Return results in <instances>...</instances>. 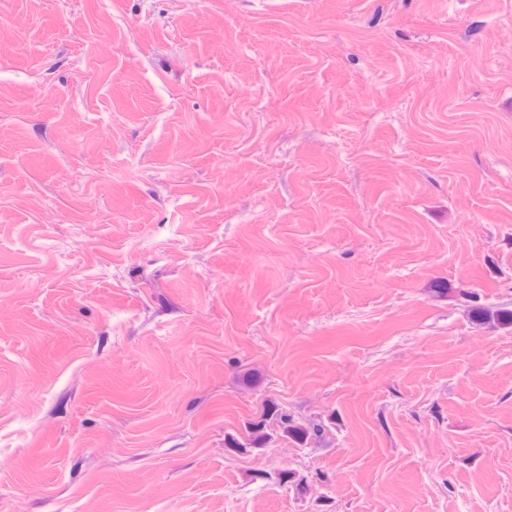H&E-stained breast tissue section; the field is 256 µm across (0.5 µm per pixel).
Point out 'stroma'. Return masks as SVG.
<instances>
[{
  "instance_id": "obj_1",
  "label": "stroma",
  "mask_w": 512,
  "mask_h": 512,
  "mask_svg": "<svg viewBox=\"0 0 512 512\" xmlns=\"http://www.w3.org/2000/svg\"><path fill=\"white\" fill-rule=\"evenodd\" d=\"M477 305L512 0H0V512H512ZM276 424L279 432L284 437H293L299 441L307 439L309 436H321L324 433V426L320 423H314L306 427L297 424L293 417L287 412L273 411L269 417Z\"/></svg>"
}]
</instances>
